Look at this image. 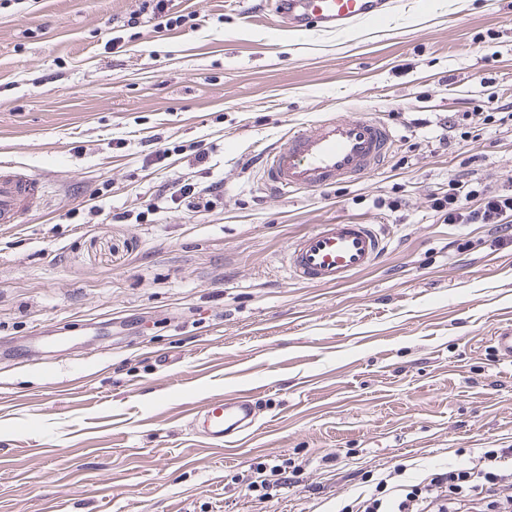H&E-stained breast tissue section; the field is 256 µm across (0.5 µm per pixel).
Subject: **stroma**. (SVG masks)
Returning <instances> with one entry per match:
<instances>
[{
	"instance_id": "1",
	"label": "stroma",
	"mask_w": 512,
	"mask_h": 512,
	"mask_svg": "<svg viewBox=\"0 0 512 512\" xmlns=\"http://www.w3.org/2000/svg\"><path fill=\"white\" fill-rule=\"evenodd\" d=\"M259 2L172 0L170 31L140 0L0 8V161L45 182L0 225V512H340L512 448V233L430 203L512 177V0H399L344 36L265 30ZM332 112L389 124L386 164L269 191L261 155ZM180 179L224 195L187 212ZM331 223L380 226L385 255L291 278ZM236 391L256 423L227 451L195 411Z\"/></svg>"
}]
</instances>
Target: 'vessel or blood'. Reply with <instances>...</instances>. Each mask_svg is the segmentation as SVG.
I'll use <instances>...</instances> for the list:
<instances>
[{
  "mask_svg": "<svg viewBox=\"0 0 512 512\" xmlns=\"http://www.w3.org/2000/svg\"><path fill=\"white\" fill-rule=\"evenodd\" d=\"M279 27L340 34L390 13L388 0H274ZM394 141L384 121L328 116L284 134L264 154V183L279 194L350 183L382 166ZM42 181L9 163L0 164V224H17L36 210ZM386 242L373 224H320L298 239L285 258L291 276L310 285H342L373 266ZM212 438L233 443L254 425L247 395L210 398L202 405Z\"/></svg>",
  "mask_w": 512,
  "mask_h": 512,
  "instance_id": "vessel-or-blood-1",
  "label": "vessel or blood"
}]
</instances>
